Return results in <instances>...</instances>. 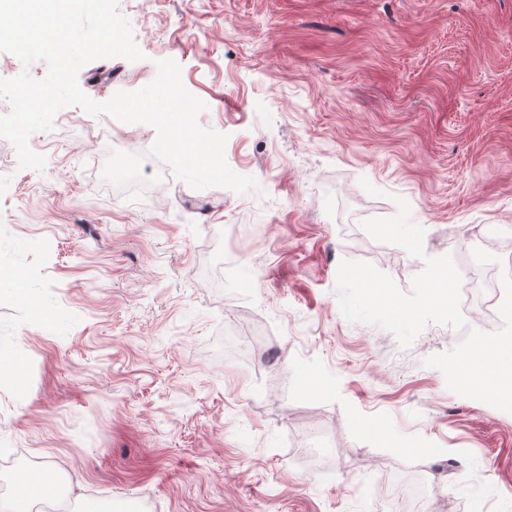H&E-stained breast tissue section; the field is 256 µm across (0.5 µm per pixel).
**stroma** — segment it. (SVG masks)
Wrapping results in <instances>:
<instances>
[{"label": "stroma", "instance_id": "stroma-1", "mask_svg": "<svg viewBox=\"0 0 512 512\" xmlns=\"http://www.w3.org/2000/svg\"><path fill=\"white\" fill-rule=\"evenodd\" d=\"M142 60L78 74L104 102L162 59L226 134L257 190L190 188L149 157L147 124L72 106L31 135L43 170L0 138V498L52 462L100 512H512V413L426 366L461 332L409 348L349 322L341 260L403 292L423 258L362 220L411 207L425 256L500 225L512 257V0H118ZM144 154L139 189H108L109 150ZM367 178L380 196L360 186ZM228 336L248 352L225 363ZM392 424L409 453L381 444Z\"/></svg>", "mask_w": 512, "mask_h": 512}]
</instances>
